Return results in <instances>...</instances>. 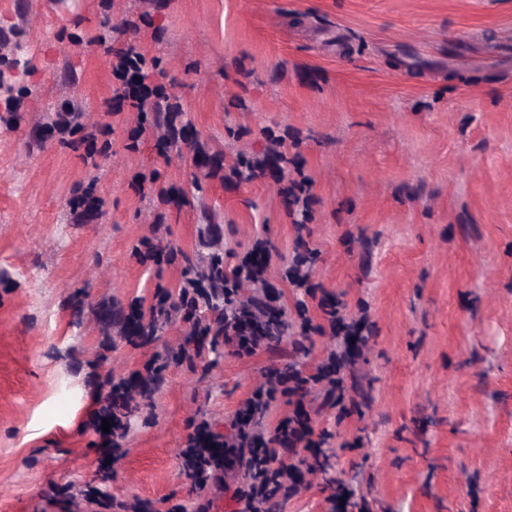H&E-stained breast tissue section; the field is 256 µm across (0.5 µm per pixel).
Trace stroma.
Masks as SVG:
<instances>
[{"instance_id": "1", "label": "stroma", "mask_w": 512, "mask_h": 512, "mask_svg": "<svg viewBox=\"0 0 512 512\" xmlns=\"http://www.w3.org/2000/svg\"><path fill=\"white\" fill-rule=\"evenodd\" d=\"M128 47L181 107L167 148L115 97ZM277 137L289 164L231 177ZM300 172L305 214L282 195ZM88 188L104 206L76 218ZM258 244L281 339L247 357L193 337L202 305L127 335L120 313ZM332 305L366 320L351 399L340 421L304 396L326 440L291 455L315 474L279 512H332L340 483L343 512H512V0H0V512H236L182 451L201 422L228 433L267 370L315 372ZM152 354L162 383L102 464L95 386ZM84 117V112H80L73 105L69 104L62 111L56 112L52 125L60 134L65 135L81 127Z\"/></svg>"}]
</instances>
